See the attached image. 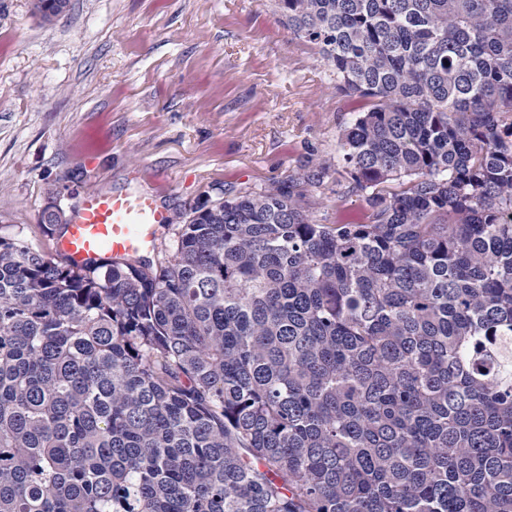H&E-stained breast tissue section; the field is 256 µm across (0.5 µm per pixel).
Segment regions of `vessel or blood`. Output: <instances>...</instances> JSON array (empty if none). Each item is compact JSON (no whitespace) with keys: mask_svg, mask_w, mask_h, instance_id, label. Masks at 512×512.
<instances>
[{"mask_svg":"<svg viewBox=\"0 0 512 512\" xmlns=\"http://www.w3.org/2000/svg\"><path fill=\"white\" fill-rule=\"evenodd\" d=\"M169 221L153 193L92 191L72 213L58 248L80 266L105 254L132 259L154 251L158 231Z\"/></svg>","mask_w":512,"mask_h":512,"instance_id":"vessel-or-blood-1","label":"vessel or blood"}]
</instances>
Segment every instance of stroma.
Listing matches in <instances>:
<instances>
[{
    "instance_id": "1",
    "label": "stroma",
    "mask_w": 512,
    "mask_h": 512,
    "mask_svg": "<svg viewBox=\"0 0 512 512\" xmlns=\"http://www.w3.org/2000/svg\"><path fill=\"white\" fill-rule=\"evenodd\" d=\"M0 0V232L55 250L65 212L91 189L158 193L171 215L314 163L363 101L346 96L274 0H71L52 20ZM318 217L365 222L345 191Z\"/></svg>"
}]
</instances>
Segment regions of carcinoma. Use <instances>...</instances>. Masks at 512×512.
Here are the masks:
<instances>
[{"label": "carcinoma", "mask_w": 512, "mask_h": 512, "mask_svg": "<svg viewBox=\"0 0 512 512\" xmlns=\"http://www.w3.org/2000/svg\"><path fill=\"white\" fill-rule=\"evenodd\" d=\"M341 91L325 164L153 260L0 233V512H512V0H276ZM341 197L336 196L328 190L314 192L317 217H326L325 224H364L366 217L365 203L355 193L348 192L349 183L342 179ZM324 192V193H320Z\"/></svg>", "instance_id": "1"}]
</instances>
